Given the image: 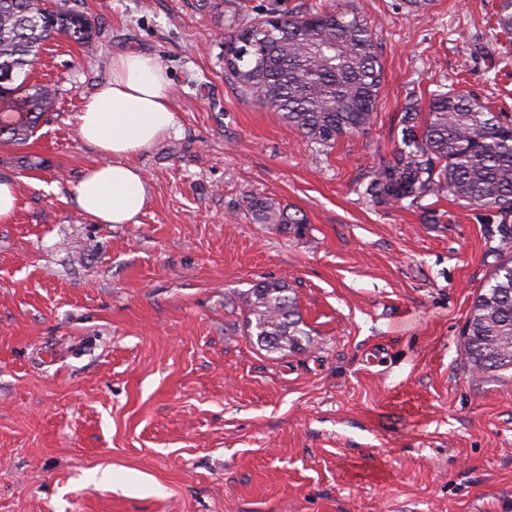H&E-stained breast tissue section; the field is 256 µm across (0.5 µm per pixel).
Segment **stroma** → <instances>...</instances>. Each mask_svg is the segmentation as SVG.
Returning a JSON list of instances; mask_svg holds the SVG:
<instances>
[{"mask_svg":"<svg viewBox=\"0 0 512 512\" xmlns=\"http://www.w3.org/2000/svg\"><path fill=\"white\" fill-rule=\"evenodd\" d=\"M300 2L85 0L92 41L33 65L59 94L28 145L0 143L20 194L0 223V512H512V376H472L461 336L498 221L364 193L407 92L512 115L498 0H311L365 16L383 70L372 123L327 151L224 74L229 19ZM126 50L167 67L176 124L135 159L137 223L99 224L71 196L102 160L76 116ZM256 194L302 232L256 223ZM270 277L306 351L244 333L241 296Z\"/></svg>","mask_w":512,"mask_h":512,"instance_id":"obj_1","label":"stroma"}]
</instances>
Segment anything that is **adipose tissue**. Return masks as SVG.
Wrapping results in <instances>:
<instances>
[{"label": "adipose tissue", "instance_id": "1", "mask_svg": "<svg viewBox=\"0 0 512 512\" xmlns=\"http://www.w3.org/2000/svg\"><path fill=\"white\" fill-rule=\"evenodd\" d=\"M77 123L82 140L103 157L74 185L77 206L100 224L136 223L148 183L132 159L176 123L166 67L140 51L113 55L109 79L86 97Z\"/></svg>", "mask_w": 512, "mask_h": 512}]
</instances>
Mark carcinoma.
<instances>
[{
	"instance_id": "carcinoma-1",
	"label": "carcinoma",
	"mask_w": 512,
	"mask_h": 512,
	"mask_svg": "<svg viewBox=\"0 0 512 512\" xmlns=\"http://www.w3.org/2000/svg\"><path fill=\"white\" fill-rule=\"evenodd\" d=\"M498 28L512 33V0H499ZM93 27L83 0H0V141L25 144L54 109L57 89L27 84L28 71L59 36L83 45ZM224 73L259 105L281 113L309 142L330 149L336 140L369 125L382 85L373 27L348 10L310 7L288 14L271 8L262 17L231 21L225 33ZM402 146L369 176L364 194L420 205L447 193L497 214L500 262L473 301L463 329L464 356L481 377L512 370V351L498 349L512 336V118L463 92L416 95L402 117ZM252 217L300 233L306 219L267 197L250 201ZM245 330L268 352L303 351L310 344L293 288L267 278L245 297Z\"/></svg>"
}]
</instances>
